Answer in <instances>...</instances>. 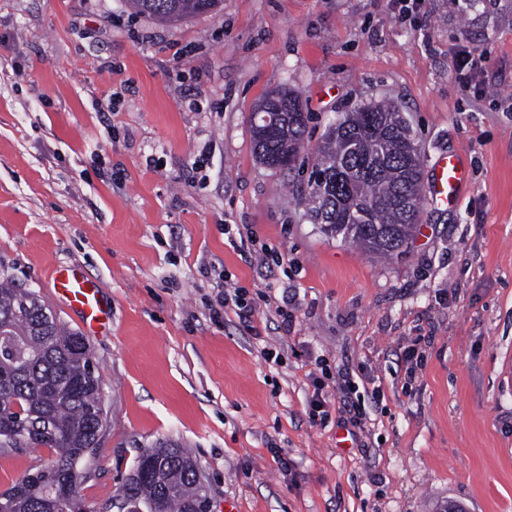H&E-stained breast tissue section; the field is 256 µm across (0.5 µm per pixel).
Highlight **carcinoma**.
Here are the masks:
<instances>
[{
	"mask_svg": "<svg viewBox=\"0 0 512 512\" xmlns=\"http://www.w3.org/2000/svg\"><path fill=\"white\" fill-rule=\"evenodd\" d=\"M130 9L171 24L222 9L223 0H129ZM252 123L259 160L284 170L309 123L297 94L268 95ZM311 179L310 217L330 237L391 260L413 239L423 197L420 151L394 106H359L328 129ZM67 329L33 290L0 282V449L47 447L51 465L0 492V512H85L69 476L94 453L103 428L101 390L87 344L72 349ZM206 490L190 457L158 442L139 457L118 492L124 512H207Z\"/></svg>",
	"mask_w": 512,
	"mask_h": 512,
	"instance_id": "obj_1",
	"label": "carcinoma"
}]
</instances>
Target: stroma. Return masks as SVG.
I'll return each instance as SVG.
<instances>
[{"mask_svg":"<svg viewBox=\"0 0 512 512\" xmlns=\"http://www.w3.org/2000/svg\"><path fill=\"white\" fill-rule=\"evenodd\" d=\"M283 87L311 120L276 171L251 118ZM382 100L424 170L446 153L470 173L387 262L304 200L328 124ZM71 263L110 301L92 333L53 295ZM0 274L90 347L106 423L87 512L159 441L196 462L211 512H512V0H224L175 25L126 0H0ZM228 283L265 299L213 319ZM319 357L345 386L314 420ZM54 457L0 451V492Z\"/></svg>","mask_w":512,"mask_h":512,"instance_id":"obj_1","label":"stroma"}]
</instances>
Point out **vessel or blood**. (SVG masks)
I'll list each match as a JSON object with an SVG mask.
<instances>
[{"label":"vessel or blood","instance_id":"1","mask_svg":"<svg viewBox=\"0 0 512 512\" xmlns=\"http://www.w3.org/2000/svg\"><path fill=\"white\" fill-rule=\"evenodd\" d=\"M469 182V171L455 156L438 158L428 182L430 202L444 205L457 197ZM52 288L57 299L80 314L87 331H94L109 314L107 302L99 285L77 266H60L52 273Z\"/></svg>","mask_w":512,"mask_h":512}]
</instances>
